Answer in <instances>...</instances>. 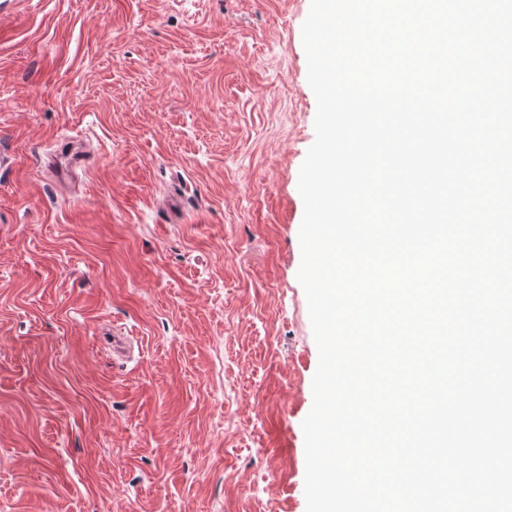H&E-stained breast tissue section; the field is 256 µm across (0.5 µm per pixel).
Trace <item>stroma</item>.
I'll return each instance as SVG.
<instances>
[{
  "instance_id": "obj_1",
  "label": "stroma",
  "mask_w": 512,
  "mask_h": 512,
  "mask_svg": "<svg viewBox=\"0 0 512 512\" xmlns=\"http://www.w3.org/2000/svg\"><path fill=\"white\" fill-rule=\"evenodd\" d=\"M310 5L0 0V512H306Z\"/></svg>"
}]
</instances>
